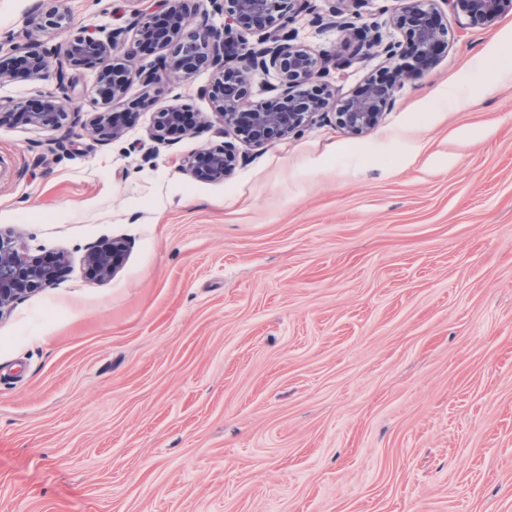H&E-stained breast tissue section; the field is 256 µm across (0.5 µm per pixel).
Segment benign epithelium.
<instances>
[{"instance_id": "7a95c632", "label": "benign epithelium", "mask_w": 512, "mask_h": 512, "mask_svg": "<svg viewBox=\"0 0 512 512\" xmlns=\"http://www.w3.org/2000/svg\"><path fill=\"white\" fill-rule=\"evenodd\" d=\"M216 11L224 15V25L208 19L192 24L187 0H164L163 17L158 20L134 13L128 28L116 30L101 38L94 34H68V17L47 12L33 18L35 28L51 30L62 36L53 55L58 60V92L50 94L38 106L17 103L7 112L0 111V120L15 113L29 125L59 130L65 123L80 127L83 135L105 145L122 134L119 116L102 110L82 118L73 103L70 91L73 83L69 69L93 67L97 70L98 93L107 102L124 99L130 87L142 76L132 59L135 48L149 42L164 51L155 64L148 84L162 87L175 82H187L197 71L196 61L214 69V78L205 96L211 102L214 115L224 124L233 126L242 141L262 146L289 134L298 133L313 118L326 112L332 96L324 81L326 69L321 66L314 50L290 44V25L297 15L311 9V0H212ZM456 14L471 25H487L506 9L512 0H445ZM396 24L405 30L406 46L398 49L386 44L383 51L389 58L405 56L414 66L398 71L410 78L431 68L447 37V28L435 7V0H404L396 16ZM237 28L257 36L260 48H244L238 54V65L227 66L225 48L228 33ZM134 31L131 47L118 54L119 36ZM10 55L0 57V80L20 71L28 78L39 80L48 70V53L27 42L10 38ZM272 67L283 77L284 89L274 103L254 105L249 102V74L256 69ZM395 81L382 85L371 79L361 95H355L335 106L336 123L350 135H361L375 127L383 112L394 102ZM187 111L178 104L169 105L154 115L150 138L168 142L173 131H194L197 126L182 123ZM237 164L236 147L232 143L211 147L186 160L185 169L205 181H221ZM123 243L97 245L86 254V263L101 281L114 276L119 268ZM57 266L34 260L23 249L0 237V316L29 294L57 284L66 257L56 258Z\"/></svg>"}]
</instances>
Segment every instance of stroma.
<instances>
[{
    "label": "stroma",
    "instance_id": "1",
    "mask_svg": "<svg viewBox=\"0 0 512 512\" xmlns=\"http://www.w3.org/2000/svg\"><path fill=\"white\" fill-rule=\"evenodd\" d=\"M314 3L296 41L349 59L335 100L395 74ZM402 5L344 17L399 41ZM160 7L0 0V33L51 50L36 13L104 37ZM438 9L447 46L376 127L351 136L326 113L240 145L221 181L184 167L235 138L208 68L134 83L111 110L150 99L105 146L61 153L54 131L0 124V233L68 260L0 316V512H512V77L445 99L512 49V11L485 27ZM56 88L19 75L0 106ZM171 104L206 124L162 146L149 130ZM115 238L123 265L97 281L85 255Z\"/></svg>",
    "mask_w": 512,
    "mask_h": 512
}]
</instances>
